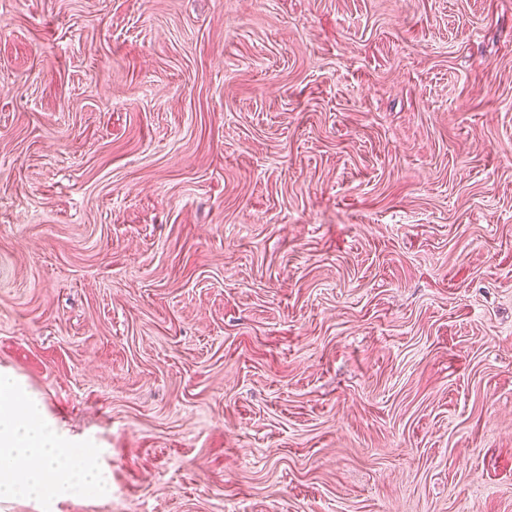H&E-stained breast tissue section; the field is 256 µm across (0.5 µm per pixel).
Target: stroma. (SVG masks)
I'll list each match as a JSON object with an SVG mask.
<instances>
[{
  "label": "stroma",
  "mask_w": 512,
  "mask_h": 512,
  "mask_svg": "<svg viewBox=\"0 0 512 512\" xmlns=\"http://www.w3.org/2000/svg\"><path fill=\"white\" fill-rule=\"evenodd\" d=\"M0 368V512H512V0H0ZM83 447L65 441L39 402L0 373V500L97 491L101 477ZM34 458L43 464L33 468Z\"/></svg>",
  "instance_id": "35a3bbf8"
}]
</instances>
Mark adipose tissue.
Returning <instances> with one entry per match:
<instances>
[{"label":"adipose tissue","instance_id":"1","mask_svg":"<svg viewBox=\"0 0 512 512\" xmlns=\"http://www.w3.org/2000/svg\"><path fill=\"white\" fill-rule=\"evenodd\" d=\"M92 452L63 439L40 404L0 373V500L97 491Z\"/></svg>","mask_w":512,"mask_h":512}]
</instances>
